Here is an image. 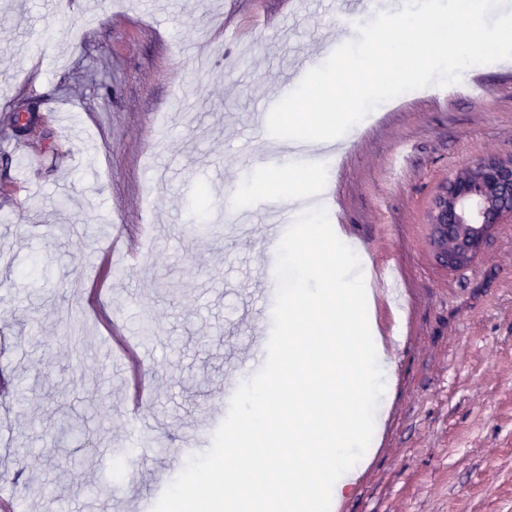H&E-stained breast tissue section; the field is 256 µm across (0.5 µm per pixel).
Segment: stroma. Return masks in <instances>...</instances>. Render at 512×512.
<instances>
[{"mask_svg": "<svg viewBox=\"0 0 512 512\" xmlns=\"http://www.w3.org/2000/svg\"><path fill=\"white\" fill-rule=\"evenodd\" d=\"M341 31L357 36L331 0H0V472H20L22 512H153L181 440L213 437L226 375L272 327L264 212L224 234L232 189L267 176L243 139L290 62L325 61ZM478 74L484 101L403 93L301 183L331 189L329 216L403 299L375 309L385 421L331 512H512V223L466 269L428 246L448 178L512 156V64L462 78ZM30 100L38 147L6 124ZM202 191L211 231L192 236Z\"/></svg>", "mask_w": 512, "mask_h": 512, "instance_id": "obj_1", "label": "stroma"}]
</instances>
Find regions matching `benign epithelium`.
I'll return each mask as SVG.
<instances>
[{"label":"benign epithelium","mask_w":512,"mask_h":512,"mask_svg":"<svg viewBox=\"0 0 512 512\" xmlns=\"http://www.w3.org/2000/svg\"><path fill=\"white\" fill-rule=\"evenodd\" d=\"M512 222V156L489 154L457 172L429 212L433 259L450 271L477 259L495 226Z\"/></svg>","instance_id":"obj_1"}]
</instances>
